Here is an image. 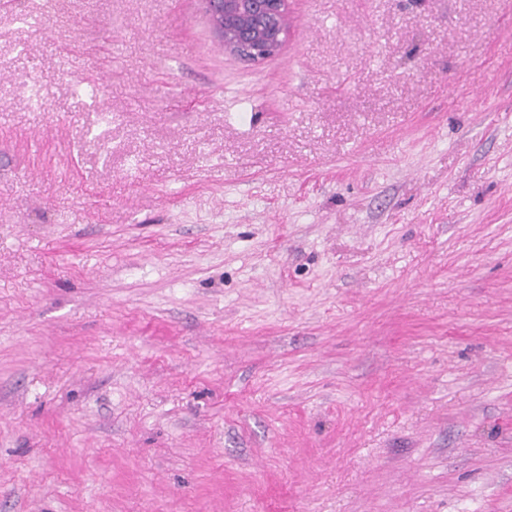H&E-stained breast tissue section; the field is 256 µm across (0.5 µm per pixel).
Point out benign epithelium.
<instances>
[{
  "label": "benign epithelium",
  "mask_w": 512,
  "mask_h": 512,
  "mask_svg": "<svg viewBox=\"0 0 512 512\" xmlns=\"http://www.w3.org/2000/svg\"><path fill=\"white\" fill-rule=\"evenodd\" d=\"M224 51L251 64L277 55L288 39V0H200Z\"/></svg>",
  "instance_id": "7a95c632"
}]
</instances>
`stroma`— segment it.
<instances>
[{"mask_svg": "<svg viewBox=\"0 0 512 512\" xmlns=\"http://www.w3.org/2000/svg\"><path fill=\"white\" fill-rule=\"evenodd\" d=\"M0 512H512V0H0ZM224 51L251 64L277 55L288 39V0H200Z\"/></svg>", "mask_w": 512, "mask_h": 512, "instance_id": "obj_1", "label": "stroma"}]
</instances>
